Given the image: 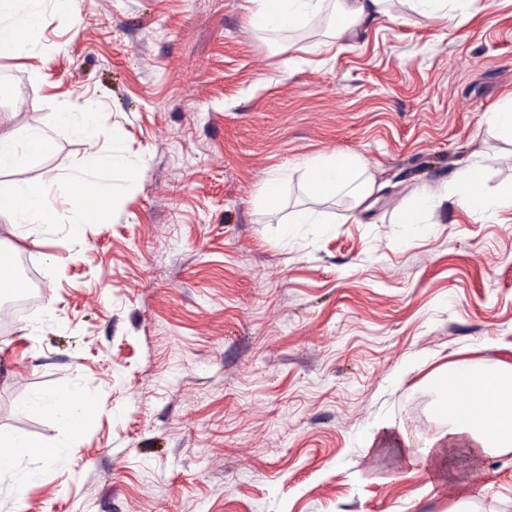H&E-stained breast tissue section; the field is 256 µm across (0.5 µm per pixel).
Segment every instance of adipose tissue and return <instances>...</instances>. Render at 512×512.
Here are the masks:
<instances>
[{"label": "adipose tissue", "instance_id": "1", "mask_svg": "<svg viewBox=\"0 0 512 512\" xmlns=\"http://www.w3.org/2000/svg\"><path fill=\"white\" fill-rule=\"evenodd\" d=\"M15 0H0V43H8L20 57L34 54L35 46L26 39L27 31L43 20L40 0H26L25 8L14 6ZM250 22L268 31H285L305 16L332 5L336 20L332 37L356 27L365 17L388 15L391 0H252ZM54 139L41 129H30L25 140L10 135L0 136V172L18 167L27 158L50 153ZM300 169L311 195L333 198L343 195L352 207L361 206L373 192V180L365 176L357 156L333 154L317 160L300 162ZM463 187L458 202L473 212L511 209L512 190L489 196L482 188V172L473 163L462 170ZM49 187L44 183L14 181L0 187V220L12 231L35 224L42 233L54 232L48 218ZM440 394L439 413L448 425L447 431L429 442L419 453L410 455V464L441 458L448 463V485L453 493L467 490L465 474L476 468L484 456L512 453V361L496 359L460 360L434 379ZM25 411L49 416L65 437L50 449L31 455L32 467L14 472L13 493L23 489L38 473L39 464L63 461L70 446L67 434L73 433L85 418L96 412L93 403L73 397L64 399L53 393L35 395L24 406Z\"/></svg>", "mask_w": 512, "mask_h": 512}]
</instances>
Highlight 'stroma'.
Returning a JSON list of instances; mask_svg holds the SVG:
<instances>
[{
  "mask_svg": "<svg viewBox=\"0 0 512 512\" xmlns=\"http://www.w3.org/2000/svg\"><path fill=\"white\" fill-rule=\"evenodd\" d=\"M487 2L463 22L402 4L330 45L326 10L272 32L247 0H44L37 55L0 49V135L56 147L0 184L114 151L147 170L75 233L0 223L42 284L0 332V429L58 441L22 410L39 392L98 407L23 512H512V456L456 501L375 438L395 420L424 446L447 429L439 371L512 360V212L455 198L469 160L486 194L512 188V141L483 122L512 96V0ZM88 101L93 148L55 122ZM341 152L374 181L354 210L294 169ZM425 189L450 198L396 223ZM301 207L330 223H289Z\"/></svg>",
  "mask_w": 512,
  "mask_h": 512,
  "instance_id": "obj_1",
  "label": "stroma"
}]
</instances>
